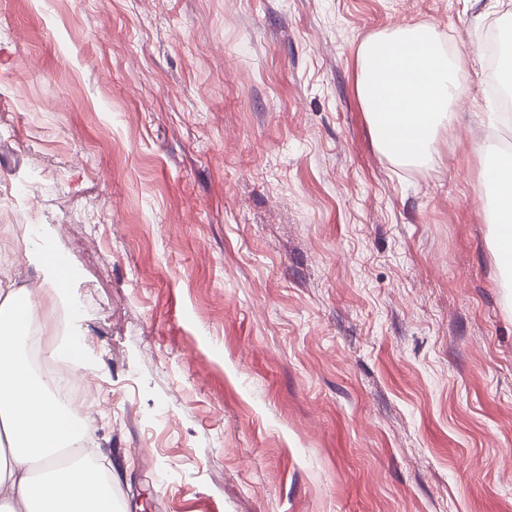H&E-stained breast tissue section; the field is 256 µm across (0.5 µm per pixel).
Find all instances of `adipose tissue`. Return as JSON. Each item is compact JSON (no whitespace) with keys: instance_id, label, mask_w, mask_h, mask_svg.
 <instances>
[{"instance_id":"adipose-tissue-1","label":"adipose tissue","mask_w":512,"mask_h":512,"mask_svg":"<svg viewBox=\"0 0 512 512\" xmlns=\"http://www.w3.org/2000/svg\"><path fill=\"white\" fill-rule=\"evenodd\" d=\"M483 186L494 202L488 247L512 270V155L487 166ZM43 302L25 288L0 289V512H113L110 481L83 453L85 425L21 346ZM66 446L82 456L57 466Z\"/></svg>"}]
</instances>
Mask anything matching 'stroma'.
I'll return each mask as SVG.
<instances>
[{"label": "stroma", "mask_w": 512, "mask_h": 512, "mask_svg": "<svg viewBox=\"0 0 512 512\" xmlns=\"http://www.w3.org/2000/svg\"><path fill=\"white\" fill-rule=\"evenodd\" d=\"M466 94L423 167L374 146L370 36ZM495 0H0L7 278L68 269L117 512H512V288L477 145Z\"/></svg>", "instance_id": "stroma-1"}]
</instances>
